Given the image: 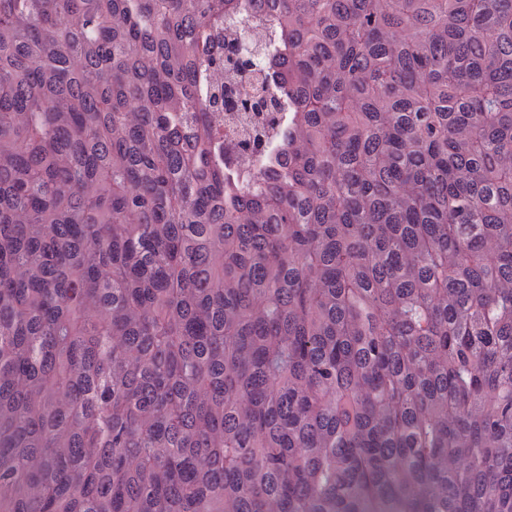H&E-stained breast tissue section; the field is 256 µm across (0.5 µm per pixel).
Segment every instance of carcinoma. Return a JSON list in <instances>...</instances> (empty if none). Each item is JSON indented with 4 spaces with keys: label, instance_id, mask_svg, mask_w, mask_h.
<instances>
[{
    "label": "carcinoma",
    "instance_id": "cac0c4a2",
    "mask_svg": "<svg viewBox=\"0 0 512 512\" xmlns=\"http://www.w3.org/2000/svg\"><path fill=\"white\" fill-rule=\"evenodd\" d=\"M0 512H512V0H0Z\"/></svg>",
    "mask_w": 512,
    "mask_h": 512
}]
</instances>
